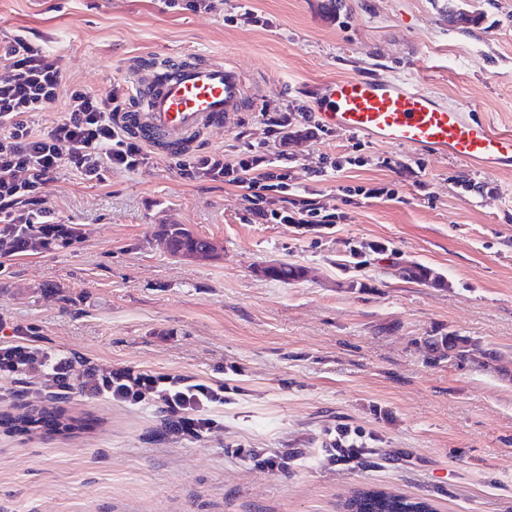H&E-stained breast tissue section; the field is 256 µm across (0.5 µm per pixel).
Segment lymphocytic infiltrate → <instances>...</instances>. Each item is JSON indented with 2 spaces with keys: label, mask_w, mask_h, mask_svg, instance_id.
I'll list each match as a JSON object with an SVG mask.
<instances>
[{
  "label": "lymphocytic infiltrate",
  "mask_w": 512,
  "mask_h": 512,
  "mask_svg": "<svg viewBox=\"0 0 512 512\" xmlns=\"http://www.w3.org/2000/svg\"><path fill=\"white\" fill-rule=\"evenodd\" d=\"M30 66L27 93L0 87V240L13 253L49 247L56 240L75 241V225L58 221L39 192L62 168L81 178L101 179L104 172L134 173L152 162L151 151L120 126L119 93L98 103L83 90L64 92L56 60L18 43L0 52V70ZM66 96L65 116L33 130L25 115L46 98ZM268 137L246 145L175 156L173 165L187 180L209 179L243 189L256 224H336L341 216L326 212L306 197H294L290 140L317 136L319 126L297 127L288 112L261 115ZM278 152H270V141ZM33 328L16 329L0 341V381L27 378L36 391L71 390L129 408L152 405L170 429L199 440L224 427V383L180 373H161L128 365H79L76 357L36 343Z\"/></svg>",
  "instance_id": "1"
}]
</instances>
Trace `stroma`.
<instances>
[{
  "mask_svg": "<svg viewBox=\"0 0 512 512\" xmlns=\"http://www.w3.org/2000/svg\"><path fill=\"white\" fill-rule=\"evenodd\" d=\"M250 6L267 25L233 23ZM25 41L58 61L63 88L131 108L139 60L221 59L257 109L204 132L194 151L262 140L260 110L315 124L320 84L402 77L512 132V0H0V46ZM352 134L297 139L295 190L316 191L342 224H255L241 189L182 179L169 156L88 182L62 169L43 188L73 244L0 259V324H33L79 358L225 378L224 429L171 433L153 406L129 409L25 378L0 383V512H342L359 489L428 500L435 512H512V171L481 172L366 140L364 165L312 180L352 154ZM388 166H378V159ZM392 184L391 198L344 205L346 185ZM178 224L216 246L172 256ZM372 243L385 254L350 261ZM420 263L439 286L406 279ZM288 263L283 283L264 267ZM479 342L475 361L434 358V336ZM57 407L68 430L21 433L11 419ZM374 439L346 464L330 430ZM288 452L273 470L234 447Z\"/></svg>",
  "mask_w": 512,
  "mask_h": 512,
  "instance_id": "35a3bbf8",
  "label": "stroma"
}]
</instances>
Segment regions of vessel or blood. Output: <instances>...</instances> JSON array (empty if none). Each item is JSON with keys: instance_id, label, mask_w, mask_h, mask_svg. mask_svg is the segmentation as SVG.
Returning <instances> with one entry per match:
<instances>
[{"instance_id": "vessel-or-blood-1", "label": "vessel or blood", "mask_w": 512, "mask_h": 512, "mask_svg": "<svg viewBox=\"0 0 512 512\" xmlns=\"http://www.w3.org/2000/svg\"><path fill=\"white\" fill-rule=\"evenodd\" d=\"M133 88L137 105L119 114V123L140 128L144 142H162L171 156L182 153L195 133L235 124L246 101L244 75L217 60L172 64L135 80ZM316 111L319 122L330 128L486 171L512 170L511 132L495 130L403 80H333L323 86Z\"/></svg>"}]
</instances>
